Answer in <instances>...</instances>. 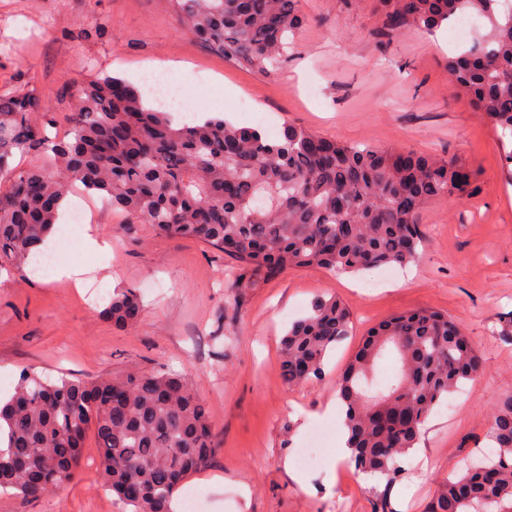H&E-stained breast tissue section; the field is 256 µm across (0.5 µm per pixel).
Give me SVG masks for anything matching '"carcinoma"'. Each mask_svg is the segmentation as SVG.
Wrapping results in <instances>:
<instances>
[{
	"mask_svg": "<svg viewBox=\"0 0 512 512\" xmlns=\"http://www.w3.org/2000/svg\"><path fill=\"white\" fill-rule=\"evenodd\" d=\"M182 32L240 66L276 71L302 19L299 0H170ZM379 32L433 33L468 14L486 32L448 58V73L495 128L512 183V0H381ZM155 106H146L145 97ZM70 128L50 137L53 107L31 91L0 92V274L21 273L41 253L62 200L81 184L133 224L203 242L236 261L234 287L287 270L338 273L406 266L424 240L420 216L441 198L479 194L476 174L456 159L360 147L293 124L272 137L222 117L176 122L147 88L99 77L63 85ZM33 152L44 164L18 168ZM143 311L131 289L100 315L117 327ZM350 333V313L320 298L281 339L291 386L322 375ZM399 355L396 384L376 386L388 347ZM463 326L416 309L372 328L336 382L349 462L384 482L373 512H394L390 489L432 412L484 372ZM0 491L31 498L76 477L88 434L108 490L131 512H173L183 481L215 450L209 412L192 384L170 371H130L95 382L20 374L0 401ZM495 456L448 477L428 512H512V392L501 395L484 434Z\"/></svg>",
	"mask_w": 512,
	"mask_h": 512,
	"instance_id": "obj_1",
	"label": "carcinoma"
}]
</instances>
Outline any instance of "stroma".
<instances>
[{"mask_svg":"<svg viewBox=\"0 0 512 512\" xmlns=\"http://www.w3.org/2000/svg\"><path fill=\"white\" fill-rule=\"evenodd\" d=\"M303 24L287 61L267 75L241 67L183 34L170 0H0V90L36 88L55 99L63 84L91 76L136 82L153 62L173 64L184 105L205 104L237 125L272 133L295 124L313 134L383 150L455 158L479 172L474 198H442L422 214L426 237L407 268L339 275L310 267L246 288L233 287V262L194 240L155 234L90 198V225L108 240V261L80 250L71 259L86 283L113 294L135 290L144 311L120 329L87 302L84 287L50 273L0 277V390L21 372L94 380L125 371L170 370L188 378L208 407L216 450L187 480L195 512H373L383 482L331 458L336 422L324 419L336 380L370 329L395 314L426 308L463 325L485 365L451 394L450 413L434 411L419 452L405 458L392 490L396 512H426L449 472L485 447L493 405L512 392V185L491 124L448 74L463 50L449 27L436 35L382 36L380 0H300ZM80 28L93 37L74 38ZM249 99L251 111L238 109ZM320 296L350 311L352 334L332 351L322 376L288 386L279 340ZM312 463L298 451L312 435ZM293 460L291 480L284 460ZM0 512H128L104 486L94 440L76 478L37 498L0 495Z\"/></svg>","mask_w":512,"mask_h":512,"instance_id":"1","label":"stroma"}]
</instances>
